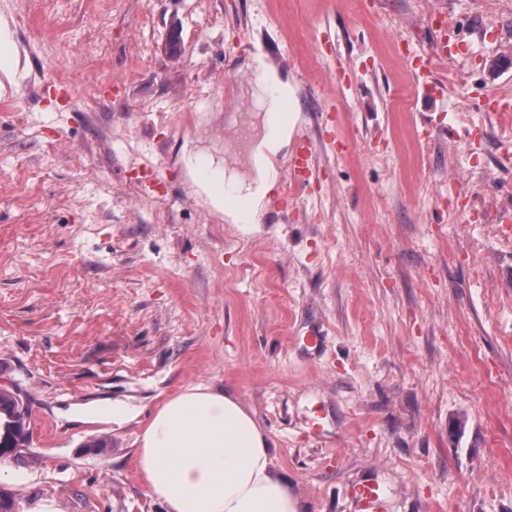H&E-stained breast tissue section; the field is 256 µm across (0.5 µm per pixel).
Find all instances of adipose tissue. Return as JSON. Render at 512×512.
I'll list each match as a JSON object with an SVG mask.
<instances>
[{"instance_id":"ef3b65f1","label":"adipose tissue","mask_w":512,"mask_h":512,"mask_svg":"<svg viewBox=\"0 0 512 512\" xmlns=\"http://www.w3.org/2000/svg\"><path fill=\"white\" fill-rule=\"evenodd\" d=\"M288 138L287 122L266 124L251 151L257 158L258 186L246 190L250 203L266 192L267 163ZM190 173L209 204L237 223L241 216L214 181L229 173L227 159L196 151ZM135 463L146 488L166 512H300V502L275 473L269 440L235 395L206 385L181 389L165 398L137 437Z\"/></svg>"}]
</instances>
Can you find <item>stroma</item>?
<instances>
[{"label": "stroma", "instance_id": "35a3bbf8", "mask_svg": "<svg viewBox=\"0 0 512 512\" xmlns=\"http://www.w3.org/2000/svg\"><path fill=\"white\" fill-rule=\"evenodd\" d=\"M0 20L26 73L0 95L17 512H165L136 439L196 384L256 417L302 512H360L363 481L385 512H512V235L487 216L512 208V121L483 109L512 95V0H0ZM443 37L457 70L432 101L399 50ZM283 50L318 168L287 217L274 191L234 224L185 150L223 154L225 83ZM30 402L17 388L0 387V458L17 456L13 448L30 447Z\"/></svg>", "mask_w": 512, "mask_h": 512}]
</instances>
